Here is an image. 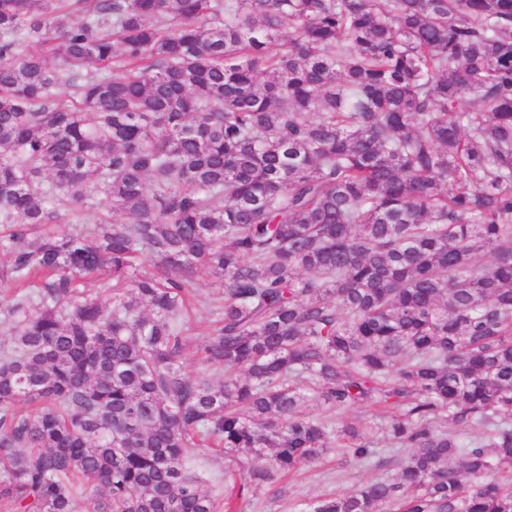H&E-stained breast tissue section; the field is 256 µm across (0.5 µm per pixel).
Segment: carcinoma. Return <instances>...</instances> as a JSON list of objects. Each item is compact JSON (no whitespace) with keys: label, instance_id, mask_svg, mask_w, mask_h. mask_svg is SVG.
<instances>
[{"label":"carcinoma","instance_id":"1","mask_svg":"<svg viewBox=\"0 0 512 512\" xmlns=\"http://www.w3.org/2000/svg\"><path fill=\"white\" fill-rule=\"evenodd\" d=\"M56 2L0 0V508L237 512L383 434L307 512H512V0ZM212 284L207 280H202L197 291L198 301L196 304V310L192 313L191 320L187 325V342L183 349L181 362L188 372H195L197 368V359L199 357V348L202 344V337L198 334L201 332V328L207 324L206 317L212 318L211 315L206 313L207 306L205 304L208 301L211 292ZM379 457L390 461L376 466L378 457L370 464L341 465L336 454L328 455L318 464L307 467L290 478H275L271 485L263 484L239 501L240 512H305L314 501L328 495H344L368 478L391 476L394 459L409 452V448H392L388 441L380 444ZM199 463L208 472L211 481L209 483H205L203 489L207 491L211 489L213 490L214 488L211 487V484L221 486L224 489V458L208 454L201 456L199 459Z\"/></svg>","mask_w":512,"mask_h":512}]
</instances>
